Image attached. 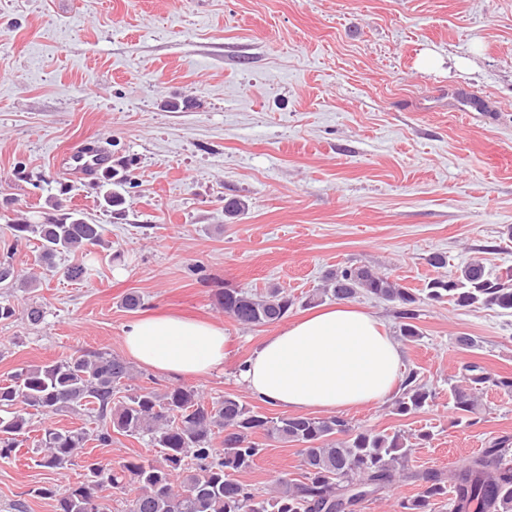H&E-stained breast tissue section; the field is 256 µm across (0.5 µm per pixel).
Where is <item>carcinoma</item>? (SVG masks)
<instances>
[{"instance_id":"cac0c4a2","label":"carcinoma","mask_w":512,"mask_h":512,"mask_svg":"<svg viewBox=\"0 0 512 512\" xmlns=\"http://www.w3.org/2000/svg\"><path fill=\"white\" fill-rule=\"evenodd\" d=\"M94 185L102 191L106 208L116 216L125 213V193L135 188L127 172L114 166L100 168ZM18 239L39 242L43 261L61 252L104 244L103 228L87 223L78 211H61L60 203L43 220H12ZM39 280L21 276L7 262H0V284L35 288ZM368 295L396 307L399 335L407 342L420 337L414 324L421 298L444 299L459 307L496 308L512 317V269L494 274L478 261L454 275L430 279L421 292L404 287L371 267L347 266L325 275L323 287L306 303L325 298L337 301ZM224 313L245 327L276 323L288 315L295 299L280 288L252 293L224 288L215 293ZM465 385L452 388L454 423L477 422V391L494 387L512 393V376H492L476 362L462 366ZM132 366L106 353H75L65 359L23 368L11 382L0 384V409L22 404L42 415L78 411L97 414L100 424L90 434L82 429L43 428L36 441L34 462L48 469L75 463L89 441L112 444L113 434L149 437L159 457L140 455L114 464L100 458L84 461V480L65 488H40L37 496L55 502V512H105V492L128 495L127 512H336L383 492L396 474L419 482V491L399 504L400 512H425L431 501L451 497V512H512V438L503 436L482 454L468 459L448 476L431 471L412 473L408 437L352 426L332 416L269 417L259 407L242 402L231 393L208 403L190 386L169 387L162 392L133 383ZM393 411L408 415L433 403L435 392L409 372ZM29 418L16 413L0 416V458L16 455L20 437L28 433ZM294 443L302 447V475L280 476L265 495L255 494L235 474L251 469L267 442Z\"/></svg>"}]
</instances>
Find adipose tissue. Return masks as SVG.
Here are the masks:
<instances>
[{"instance_id": "ef3b65f1", "label": "adipose tissue", "mask_w": 512, "mask_h": 512, "mask_svg": "<svg viewBox=\"0 0 512 512\" xmlns=\"http://www.w3.org/2000/svg\"><path fill=\"white\" fill-rule=\"evenodd\" d=\"M231 343L217 323L169 313L131 320L122 331L128 356L173 379L223 367ZM401 359L378 318L339 302L264 337L239 377L252 396L275 407L336 411L392 394Z\"/></svg>"}]
</instances>
